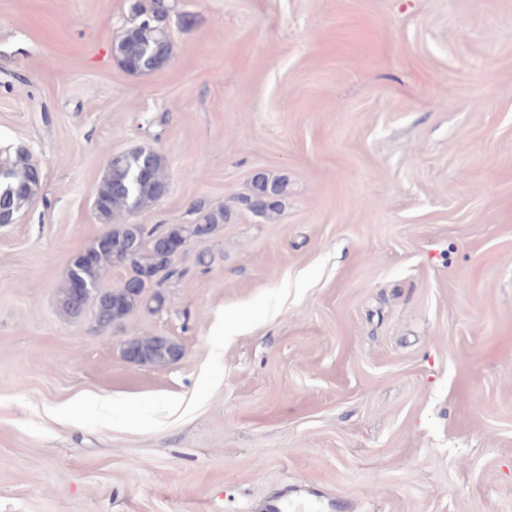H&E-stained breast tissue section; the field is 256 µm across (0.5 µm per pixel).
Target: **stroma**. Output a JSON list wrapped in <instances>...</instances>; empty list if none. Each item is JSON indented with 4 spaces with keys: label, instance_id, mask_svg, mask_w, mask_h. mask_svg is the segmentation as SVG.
<instances>
[{
    "label": "stroma",
    "instance_id": "stroma-1",
    "mask_svg": "<svg viewBox=\"0 0 512 512\" xmlns=\"http://www.w3.org/2000/svg\"><path fill=\"white\" fill-rule=\"evenodd\" d=\"M130 3L0 0V151L43 172L0 224V512H512V0H172L143 73ZM138 148L169 192L128 223L227 218L102 334L58 290ZM156 20L144 22L141 14L146 8L144 2L135 0L130 4L134 23L123 33L120 40L113 45L112 51L121 64L129 71H151L155 68L148 61L157 53L168 52L170 39L167 28L162 23L164 17L173 6L165 0H150ZM287 182L280 177H269L266 173L258 174L251 181L250 193L239 198V202L246 203L242 206L245 210L258 216H268L278 213L286 194ZM274 198L273 202L269 199ZM127 344L129 350L139 355L141 365L156 367L172 363L165 355L159 353L155 335L136 337L128 340Z\"/></svg>",
    "mask_w": 512,
    "mask_h": 512
}]
</instances>
